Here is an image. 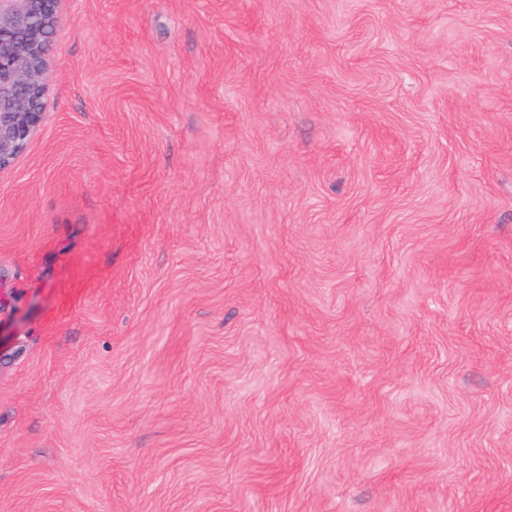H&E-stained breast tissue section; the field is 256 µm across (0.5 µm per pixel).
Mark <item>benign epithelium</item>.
<instances>
[{"label":"benign epithelium","instance_id":"benign-epithelium-1","mask_svg":"<svg viewBox=\"0 0 512 512\" xmlns=\"http://www.w3.org/2000/svg\"><path fill=\"white\" fill-rule=\"evenodd\" d=\"M63 0H0V171L14 165L46 118L49 46Z\"/></svg>","mask_w":512,"mask_h":512}]
</instances>
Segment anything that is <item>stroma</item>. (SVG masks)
<instances>
[{
  "instance_id": "stroma-1",
  "label": "stroma",
  "mask_w": 512,
  "mask_h": 512,
  "mask_svg": "<svg viewBox=\"0 0 512 512\" xmlns=\"http://www.w3.org/2000/svg\"><path fill=\"white\" fill-rule=\"evenodd\" d=\"M0 173V512H512V0H65Z\"/></svg>"
}]
</instances>
